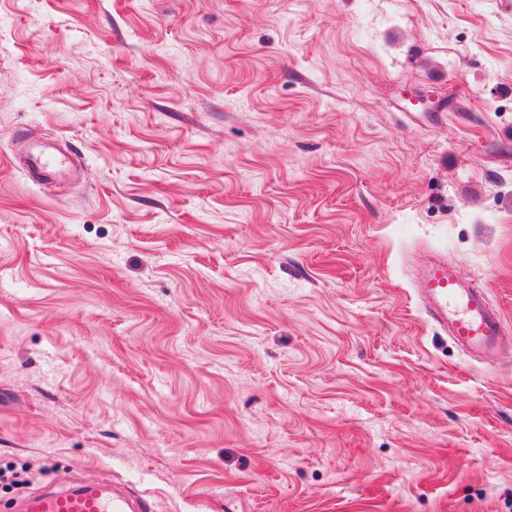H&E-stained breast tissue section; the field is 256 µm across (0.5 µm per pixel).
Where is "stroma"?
<instances>
[{"mask_svg":"<svg viewBox=\"0 0 512 512\" xmlns=\"http://www.w3.org/2000/svg\"><path fill=\"white\" fill-rule=\"evenodd\" d=\"M439 257L495 363L422 307ZM48 468L512 512V0H0V512ZM61 166L62 160L59 157L43 149L31 152L28 158L29 171L46 178L54 177ZM416 280L427 313L470 356L493 362L504 341L499 311L490 307L485 291L466 285L454 263L438 258L421 267Z\"/></svg>","mask_w":512,"mask_h":512,"instance_id":"1","label":"stroma"}]
</instances>
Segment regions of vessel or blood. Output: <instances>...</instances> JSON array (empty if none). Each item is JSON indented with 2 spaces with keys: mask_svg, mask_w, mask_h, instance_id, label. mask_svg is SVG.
<instances>
[{
  "mask_svg": "<svg viewBox=\"0 0 512 512\" xmlns=\"http://www.w3.org/2000/svg\"><path fill=\"white\" fill-rule=\"evenodd\" d=\"M62 161L40 149L30 153L32 173L54 177ZM416 280L427 313L470 356L493 362L504 341L499 311L490 307L485 292L466 285L454 263L438 258L421 267ZM21 512H134L127 498L109 485H81L53 490L24 501Z\"/></svg>",
  "mask_w": 512,
  "mask_h": 512,
  "instance_id": "vessel-or-blood-1",
  "label": "vessel or blood"
}]
</instances>
